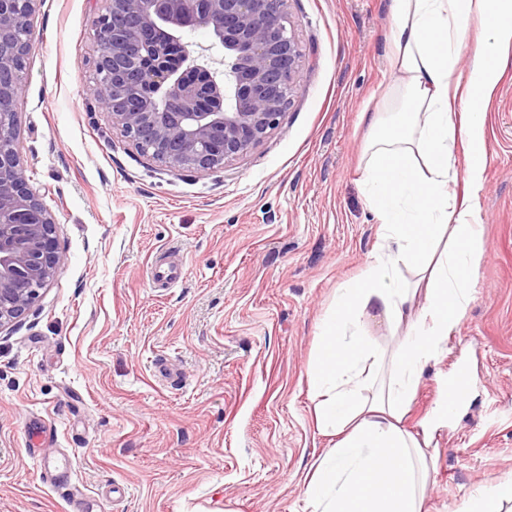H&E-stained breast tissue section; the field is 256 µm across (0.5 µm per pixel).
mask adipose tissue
Here are the masks:
<instances>
[{
	"instance_id": "adipose-tissue-1",
	"label": "adipose tissue",
	"mask_w": 512,
	"mask_h": 512,
	"mask_svg": "<svg viewBox=\"0 0 512 512\" xmlns=\"http://www.w3.org/2000/svg\"><path fill=\"white\" fill-rule=\"evenodd\" d=\"M390 13L398 92L386 111L361 115L362 188L378 242L361 274L337 289L307 369L316 427L332 440L306 486L311 512H424L426 449L460 408L445 397L419 432L402 426L424 370L473 300L483 254V106L505 66L501 46L512 41V0H391ZM473 17L487 36L464 72L462 24ZM462 147L470 157L463 172ZM366 312L400 332L395 351L361 334Z\"/></svg>"
}]
</instances>
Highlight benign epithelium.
I'll return each mask as SVG.
<instances>
[{
    "label": "benign epithelium",
    "mask_w": 512,
    "mask_h": 512,
    "mask_svg": "<svg viewBox=\"0 0 512 512\" xmlns=\"http://www.w3.org/2000/svg\"><path fill=\"white\" fill-rule=\"evenodd\" d=\"M38 0H0V330L23 317L61 263L55 224L16 149L20 72ZM94 20V92L113 127L168 170L223 168L276 129L303 53L288 0H105ZM224 47V71L194 56L188 31Z\"/></svg>",
    "instance_id": "1"
}]
</instances>
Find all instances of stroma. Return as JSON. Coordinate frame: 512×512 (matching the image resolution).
Returning <instances> with one entry per match:
<instances>
[{
	"label": "stroma",
	"instance_id": "obj_1",
	"mask_svg": "<svg viewBox=\"0 0 512 512\" xmlns=\"http://www.w3.org/2000/svg\"><path fill=\"white\" fill-rule=\"evenodd\" d=\"M104 0H38L16 145L52 213L62 262L0 332V512H306L330 446L307 367L337 286L378 223L360 183L362 110L381 112L389 0H289L298 91L247 156L205 173L143 156L94 95ZM485 105L484 255L473 300L426 369L470 368L469 405L436 437L425 512L512 480V45ZM178 266L173 286L150 267Z\"/></svg>",
	"mask_w": 512,
	"mask_h": 512
}]
</instances>
